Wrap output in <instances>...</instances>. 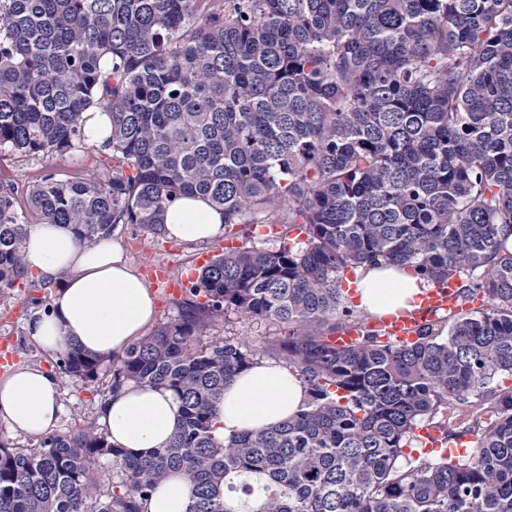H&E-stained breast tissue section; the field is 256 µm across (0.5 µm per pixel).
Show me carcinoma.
<instances>
[{
	"label": "carcinoma",
	"instance_id": "carcinoma-1",
	"mask_svg": "<svg viewBox=\"0 0 512 512\" xmlns=\"http://www.w3.org/2000/svg\"><path fill=\"white\" fill-rule=\"evenodd\" d=\"M89 111L112 120L98 146ZM86 149L111 175L20 187L1 171ZM182 195L223 210L226 238L286 224L296 240L215 256L113 361L104 399L128 383L177 399L167 447L135 456L89 429L37 453L0 443V512H144L173 472L188 512H512V0H0V293L29 278L30 225L86 246L118 224L159 235ZM383 263L455 282L458 310L382 342L341 280ZM231 313L286 334L203 340ZM346 329L359 338L339 348ZM266 356L297 372L304 407L215 435L224 385ZM99 364L57 362L87 384ZM455 404L476 413L456 431ZM422 428L477 451L426 452Z\"/></svg>",
	"mask_w": 512,
	"mask_h": 512
}]
</instances>
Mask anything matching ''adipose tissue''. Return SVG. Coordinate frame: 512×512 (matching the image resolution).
Returning a JSON list of instances; mask_svg holds the SVG:
<instances>
[{"mask_svg": "<svg viewBox=\"0 0 512 512\" xmlns=\"http://www.w3.org/2000/svg\"><path fill=\"white\" fill-rule=\"evenodd\" d=\"M167 238L196 244L223 237L224 213L203 198L171 203L162 228ZM28 272L49 290L47 311L33 314L27 336L53 354L69 345L85 352L122 354L152 321L155 298L111 238L80 245L64 224L31 225L24 249ZM426 284L400 267L362 269L356 282L360 310L385 315L412 308ZM306 393L300 380L275 361L264 360L224 387L215 433L221 437L259 429L292 417ZM179 403L167 390L130 384L101 410L109 442L141 453L166 447L175 431ZM61 413L57 380L38 368H22L0 379V419L27 435H42ZM191 486L170 474L156 487L145 512H187Z\"/></svg>", "mask_w": 512, "mask_h": 512, "instance_id": "1", "label": "adipose tissue"}]
</instances>
